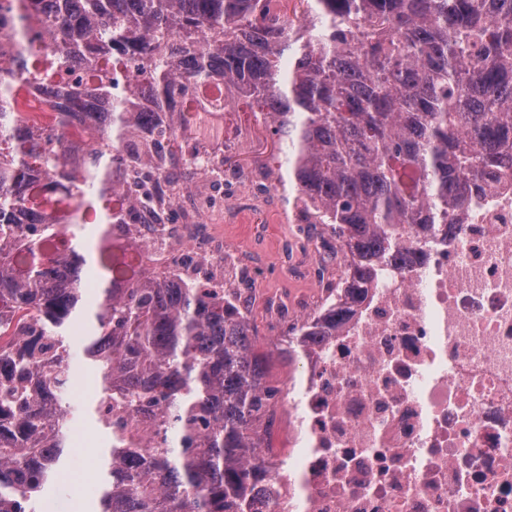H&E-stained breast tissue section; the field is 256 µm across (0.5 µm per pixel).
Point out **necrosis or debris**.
Returning a JSON list of instances; mask_svg holds the SVG:
<instances>
[{
  "label": "necrosis or debris",
  "instance_id": "obj_1",
  "mask_svg": "<svg viewBox=\"0 0 512 512\" xmlns=\"http://www.w3.org/2000/svg\"><path fill=\"white\" fill-rule=\"evenodd\" d=\"M271 178L257 169L224 174L189 201L196 222L236 205L239 193L266 199ZM290 244L262 266L236 248L115 230L114 247L140 274L192 251L196 283L235 269L224 291L237 306L269 280L307 277L319 297L310 310L281 293L267 301L259 343L288 366L261 422L265 470L246 512H512V181L474 197L455 237L433 231L423 264L389 269L319 343L307 334L341 295L334 275L343 246L306 268L299 254L331 240L329 225L291 218Z\"/></svg>",
  "mask_w": 512,
  "mask_h": 512
}]
</instances>
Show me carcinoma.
I'll use <instances>...</instances> for the list:
<instances>
[{
    "mask_svg": "<svg viewBox=\"0 0 512 512\" xmlns=\"http://www.w3.org/2000/svg\"><path fill=\"white\" fill-rule=\"evenodd\" d=\"M7 0L0 38V512H41L71 461L74 349L97 384L109 448L96 512H242L273 389L249 317L222 288L139 280L112 250L125 218L180 223L201 175L177 136L244 103L270 123L296 203L377 272L512 173V0ZM29 82L48 92L30 134ZM155 110L139 112L138 100ZM100 147L70 165L72 107ZM348 308H328L323 325ZM148 412L126 435L112 411Z\"/></svg>",
    "mask_w": 512,
    "mask_h": 512,
    "instance_id": "carcinoma-1",
    "label": "carcinoma"
}]
</instances>
